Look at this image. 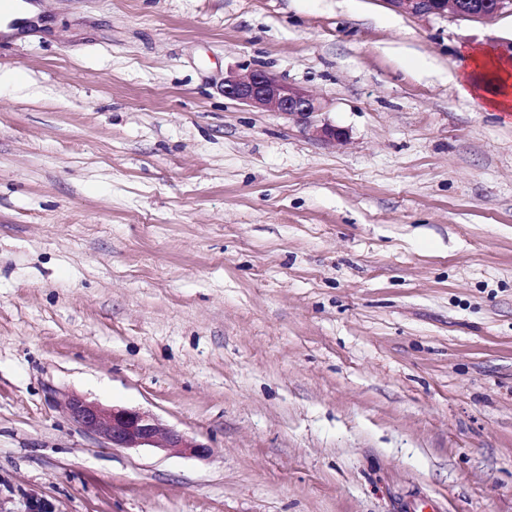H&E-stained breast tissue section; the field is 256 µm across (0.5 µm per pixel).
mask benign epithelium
<instances>
[{"mask_svg":"<svg viewBox=\"0 0 512 512\" xmlns=\"http://www.w3.org/2000/svg\"><path fill=\"white\" fill-rule=\"evenodd\" d=\"M399 12L414 16L440 15L485 22L504 12L512 13V0H385ZM224 98L246 107L273 110L311 130L318 139L335 144L347 140V133L328 123L314 124L321 112L317 99L261 68L247 75L224 76ZM63 415L108 448H156L164 451L205 456L209 446L164 423L155 414L140 409L105 407L78 394L56 400Z\"/></svg>","mask_w":512,"mask_h":512,"instance_id":"7a95c632","label":"benign epithelium"}]
</instances>
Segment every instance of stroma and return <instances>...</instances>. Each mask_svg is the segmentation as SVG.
<instances>
[{
	"mask_svg": "<svg viewBox=\"0 0 512 512\" xmlns=\"http://www.w3.org/2000/svg\"><path fill=\"white\" fill-rule=\"evenodd\" d=\"M0 32V495L55 512H512V114L488 22L32 0ZM265 68L334 145L225 99ZM210 448H107L53 399ZM462 95L479 105L485 112H512V63L483 49H473L464 55L463 70L458 75ZM489 86L488 95L480 94Z\"/></svg>",
	"mask_w": 512,
	"mask_h": 512,
	"instance_id": "1",
	"label": "stroma"
}]
</instances>
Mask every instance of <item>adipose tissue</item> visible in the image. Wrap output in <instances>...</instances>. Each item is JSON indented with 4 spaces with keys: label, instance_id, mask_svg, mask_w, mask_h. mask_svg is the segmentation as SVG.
I'll return each instance as SVG.
<instances>
[{
    "label": "adipose tissue",
    "instance_id": "1",
    "mask_svg": "<svg viewBox=\"0 0 512 512\" xmlns=\"http://www.w3.org/2000/svg\"><path fill=\"white\" fill-rule=\"evenodd\" d=\"M458 88L486 112H512V62L483 49L468 51Z\"/></svg>",
    "mask_w": 512,
    "mask_h": 512
}]
</instances>
